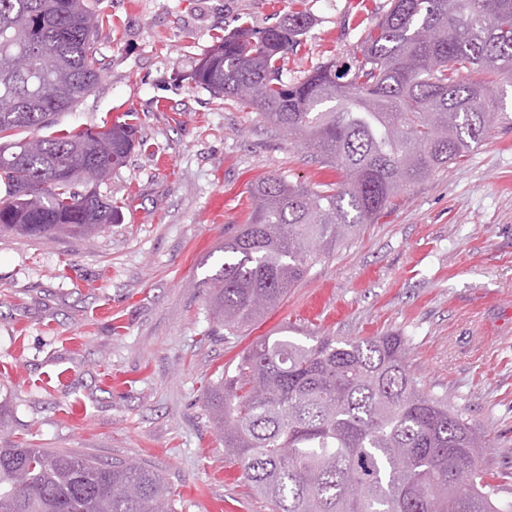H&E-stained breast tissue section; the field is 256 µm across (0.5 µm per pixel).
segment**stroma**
<instances>
[{
    "label": "stroma",
    "instance_id": "stroma-1",
    "mask_svg": "<svg viewBox=\"0 0 512 512\" xmlns=\"http://www.w3.org/2000/svg\"><path fill=\"white\" fill-rule=\"evenodd\" d=\"M101 78L56 129L137 126L99 187L118 219L85 239L0 232V448L137 459L176 512H269L240 477L205 393L262 336L396 334L432 396L492 441L482 465L512 501V123L404 189L259 322L228 335L204 285L224 232L270 176L339 183L254 107L196 86L197 60L240 24L309 20L284 73L350 61L390 0H98Z\"/></svg>",
    "mask_w": 512,
    "mask_h": 512
}]
</instances>
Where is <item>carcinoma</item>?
Masks as SVG:
<instances>
[{"mask_svg": "<svg viewBox=\"0 0 512 512\" xmlns=\"http://www.w3.org/2000/svg\"><path fill=\"white\" fill-rule=\"evenodd\" d=\"M102 17L88 0H0V231L90 237L116 221L97 193L135 128L1 141L41 130L95 87ZM308 21L240 27L199 60L196 85L264 111L346 183L253 185L248 223L208 279L230 334L274 310L308 261L374 222L403 187L484 143L508 119L512 0H391L351 64L300 79L281 61ZM89 184L84 192L74 186ZM211 423L271 512H512L481 466L487 436L424 391L401 336H262L208 386ZM28 480L19 484L15 471ZM163 478L46 448H0V512H175Z\"/></svg>", "mask_w": 512, "mask_h": 512, "instance_id": "cac0c4a2", "label": "carcinoma"}]
</instances>
